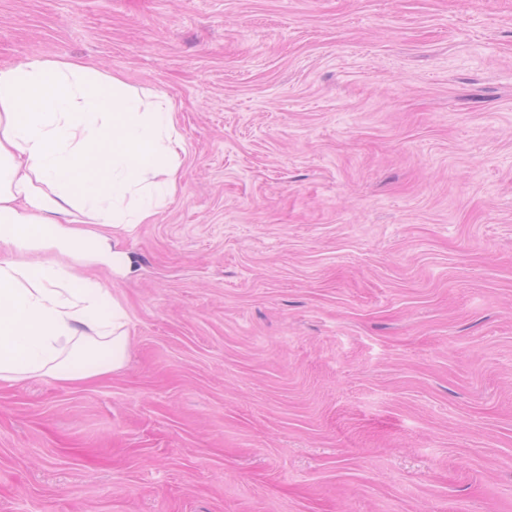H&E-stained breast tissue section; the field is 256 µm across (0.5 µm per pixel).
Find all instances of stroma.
Listing matches in <instances>:
<instances>
[{"mask_svg":"<svg viewBox=\"0 0 512 512\" xmlns=\"http://www.w3.org/2000/svg\"><path fill=\"white\" fill-rule=\"evenodd\" d=\"M168 99L75 264L123 367L0 381V512H512V0H0V68Z\"/></svg>","mask_w":512,"mask_h":512,"instance_id":"stroma-1","label":"stroma"}]
</instances>
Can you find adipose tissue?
<instances>
[{"instance_id":"adipose-tissue-1","label":"adipose tissue","mask_w":512,"mask_h":512,"mask_svg":"<svg viewBox=\"0 0 512 512\" xmlns=\"http://www.w3.org/2000/svg\"><path fill=\"white\" fill-rule=\"evenodd\" d=\"M182 150L170 104L118 76L67 59L0 69L10 167L0 180V380L82 381L122 367L124 310L41 254L105 258L103 227L151 218L175 189Z\"/></svg>"}]
</instances>
